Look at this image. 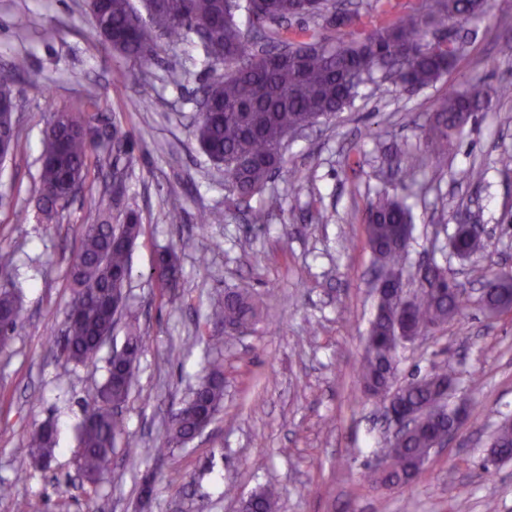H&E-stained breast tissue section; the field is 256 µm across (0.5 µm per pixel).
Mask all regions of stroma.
Masks as SVG:
<instances>
[{
    "instance_id": "35a3bbf8",
    "label": "stroma",
    "mask_w": 512,
    "mask_h": 512,
    "mask_svg": "<svg viewBox=\"0 0 512 512\" xmlns=\"http://www.w3.org/2000/svg\"><path fill=\"white\" fill-rule=\"evenodd\" d=\"M50 25L56 35L47 39ZM454 35L466 53L437 82L394 86L384 96L362 86L336 118L289 138L283 170L250 201L257 209L279 195L281 207L266 223L233 212L199 235L196 215L223 209L225 189L223 170L193 135L208 74L192 61L191 45L160 51L148 69L153 98L130 112L141 70L97 37L86 0H0V71L15 57L28 60L15 84L20 145L0 164V257H11L22 295L14 338L0 352V482L47 512H195L201 502L207 512H236L240 499L269 483L280 489L278 512H487L490 502L494 512H512V462L483 468L501 415H512V312L486 317L473 281L483 262L512 267V169L497 163L512 154V99L453 132L442 175L419 172L429 189L408 200L407 290L418 286L419 263L432 259L458 272L468 305L463 317L400 348L395 382L447 362L455 397L470 412L408 488L386 490L371 479L392 427L361 399L355 372L375 314L370 204L381 191L399 192V160L424 155L423 127L437 98L475 75L489 85L512 80V60L499 54L500 37L512 35V0H490ZM174 61L187 70L178 86L166 80ZM90 88L97 122L117 125L127 148L90 168L82 194L49 224L38 206L43 131L51 112L78 108ZM474 164L485 169L478 185L462 179ZM174 194L184 204L180 224L165 217ZM93 199L103 200L112 223L130 211L141 217L126 294L147 339L121 410L123 433L94 495L77 477L76 433L124 327L116 325L88 365L65 363L48 342L64 327L68 267ZM465 209L491 229L486 259L462 261L449 251L455 216ZM164 248L179 259L172 297L150 275ZM228 290L257 293L264 307L247 333L224 335V407L202 436L155 457V441L206 373L207 316ZM43 421L56 424L59 440L45 472L31 465L24 444L26 430Z\"/></svg>"
}]
</instances>
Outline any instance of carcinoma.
I'll return each instance as SVG.
<instances>
[{
	"instance_id": "obj_1",
	"label": "carcinoma",
	"mask_w": 512,
	"mask_h": 512,
	"mask_svg": "<svg viewBox=\"0 0 512 512\" xmlns=\"http://www.w3.org/2000/svg\"><path fill=\"white\" fill-rule=\"evenodd\" d=\"M140 2L138 8L134 0H89L96 31L112 52L147 66L157 57L161 39L188 41L201 65L213 72L199 92L207 110L196 113L194 136L215 164L224 165L227 195L224 210L198 214L199 231L224 220L226 213L261 193L284 164L281 149L288 137L317 124L319 117L335 116L349 106L359 89L356 76L371 75L381 70L385 61L404 56L408 64L394 79L396 85L416 88L438 81L463 52V45L432 50L429 35L447 30L450 21L485 11L484 0H382L375 9L356 8L344 13L336 10V0H321L312 15L301 13L300 0H256L251 11L243 2L234 8L226 0ZM26 69L25 59L18 57L11 70L0 73V101L14 99L16 77ZM154 92L152 81L141 82L138 99L130 101L126 111L137 110ZM495 98H512V81L490 91L482 78L474 77L465 90H452L437 100L425 125L426 160L433 172L442 171L449 134L475 113L489 108ZM96 107L98 100L89 91L83 111L50 115L38 174L39 207L48 223L57 221L73 191L85 182L93 149L110 145L118 136L114 127L103 130L91 125L89 111ZM0 137L16 146L15 115L1 109ZM279 204V197H268L263 208L251 212V223H266L268 214ZM166 218L171 224L183 221L182 203L176 195L168 200ZM410 223L411 212L404 200L387 191L379 194L367 211V245L385 283L376 294L375 316L356 374L365 397L384 407L400 404L418 412L448 388L453 374L445 363L430 375L394 386L399 341L421 328H438L461 316L466 301L438 266H428L419 274L427 289L416 297L409 318L399 317L396 295L403 285L408 247L404 226ZM141 233L142 224L135 213L124 223L113 224L102 202L91 205L89 223L83 225L81 245L68 270L80 306L68 311V335L58 345V354L66 361L83 365L94 362L104 340L112 335V304L126 306L124 286L132 273L131 248ZM151 276L164 288L179 278L174 251L157 253ZM478 280L486 288L487 316L512 310V277H493L482 269ZM259 305V298L239 292L215 303L209 315L214 329L210 349L219 350L224 345V326L251 328ZM20 311V296L8 274L3 273L0 350L10 345ZM126 345L134 357L109 359L107 377L96 387L77 431L80 451L76 465L90 493L97 491L115 452L122 427L119 409L137 380V367L146 347L133 317L126 324ZM191 399L198 409L219 413L224 401L221 357L209 359L208 372ZM454 413L450 406L446 419L424 415L396 445L385 466L374 469L375 481L384 487L406 486L418 478L430 459L435 431L453 426L458 421ZM196 426V415L181 407L152 452L162 454L185 446ZM26 445L33 464L50 468L58 445L56 426L48 421L34 425L26 435ZM491 445L497 463L512 460L511 421L499 423ZM278 499L276 487L266 485L254 492L251 508L254 512H277Z\"/></svg>"
}]
</instances>
